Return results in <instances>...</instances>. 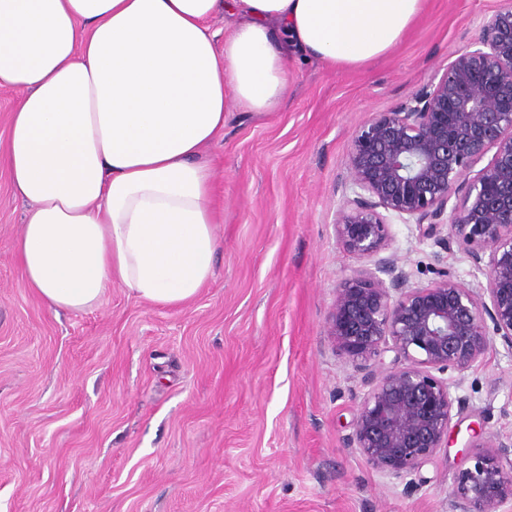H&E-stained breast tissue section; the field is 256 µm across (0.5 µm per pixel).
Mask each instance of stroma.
Segmentation results:
<instances>
[{"mask_svg": "<svg viewBox=\"0 0 512 512\" xmlns=\"http://www.w3.org/2000/svg\"><path fill=\"white\" fill-rule=\"evenodd\" d=\"M512 0H429L389 56L353 72L288 58L279 110L230 107L208 148L223 221L215 275L164 306L120 286L80 313L25 288L14 239L27 205L0 162V512H448L473 431L512 436V349L493 339L447 371L453 441L405 492L347 448L360 376L325 318L359 267L336 236L354 130L430 87ZM412 280L439 253L390 218Z\"/></svg>", "mask_w": 512, "mask_h": 512, "instance_id": "1", "label": "stroma"}]
</instances>
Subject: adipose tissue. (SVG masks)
Segmentation results:
<instances>
[{
  "label": "adipose tissue",
  "instance_id": "1",
  "mask_svg": "<svg viewBox=\"0 0 512 512\" xmlns=\"http://www.w3.org/2000/svg\"><path fill=\"white\" fill-rule=\"evenodd\" d=\"M427 0H0L4 154L28 209L26 287L83 311L119 285L178 306L214 275L221 221L202 158L230 106L264 114L288 54L332 69L387 55ZM233 18L225 37L209 25Z\"/></svg>",
  "mask_w": 512,
  "mask_h": 512
}]
</instances>
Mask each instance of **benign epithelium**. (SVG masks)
<instances>
[{
    "instance_id": "benign-epithelium-1",
    "label": "benign epithelium",
    "mask_w": 512,
    "mask_h": 512,
    "mask_svg": "<svg viewBox=\"0 0 512 512\" xmlns=\"http://www.w3.org/2000/svg\"><path fill=\"white\" fill-rule=\"evenodd\" d=\"M495 150L469 182L472 164ZM348 190L336 221L345 250L366 261L338 284L326 337L367 386L348 448L375 472L413 479L453 433V383L435 372L479 365L487 323L512 347V6L484 19L482 36L431 85L399 108L376 112L352 135ZM466 184L453 231L486 287L466 288L443 266L427 286L388 249L386 214L434 237ZM393 353L376 374L372 364ZM448 491V512H504L512 504V438L473 433Z\"/></svg>"
}]
</instances>
